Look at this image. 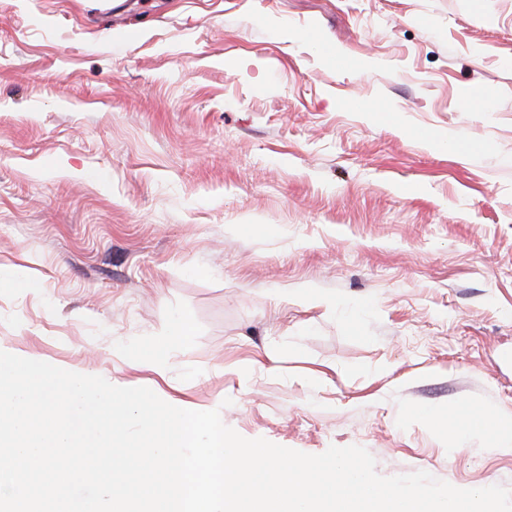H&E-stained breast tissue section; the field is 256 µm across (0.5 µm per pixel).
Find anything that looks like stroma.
<instances>
[{"mask_svg":"<svg viewBox=\"0 0 512 512\" xmlns=\"http://www.w3.org/2000/svg\"><path fill=\"white\" fill-rule=\"evenodd\" d=\"M112 3L0 0V342L512 489L446 427L512 422V0ZM179 318L164 373L128 366Z\"/></svg>","mask_w":512,"mask_h":512,"instance_id":"1","label":"stroma"}]
</instances>
